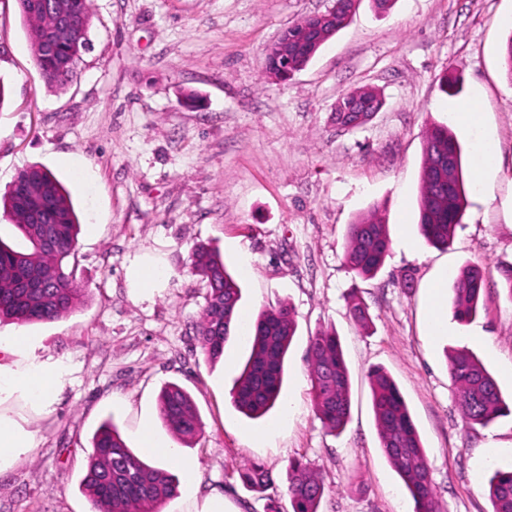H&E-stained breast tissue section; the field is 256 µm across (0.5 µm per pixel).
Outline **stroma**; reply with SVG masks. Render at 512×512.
Listing matches in <instances>:
<instances>
[{
  "instance_id": "obj_1",
  "label": "stroma",
  "mask_w": 512,
  "mask_h": 512,
  "mask_svg": "<svg viewBox=\"0 0 512 512\" xmlns=\"http://www.w3.org/2000/svg\"><path fill=\"white\" fill-rule=\"evenodd\" d=\"M332 0H90L89 48L63 87L41 78L14 0H0V194L20 170L39 166L68 189L80 229L75 274L85 297L70 314L20 325L38 359L65 366L52 414L28 413L36 444L0 470V512H90L81 490L92 441L114 424L139 449L151 423L165 444L157 396L174 382L203 425L185 448L198 464L164 512H197L221 495L229 512L288 506V467L318 472L320 512H405L412 500L379 447L369 374L393 377L420 434L438 512H493L487 482L512 464V414L468 425L448 378L451 355L473 353L512 402V298L498 265L512 263V79L502 58L512 0H395L379 11L358 0L350 23L285 81L266 76L268 46ZM458 78L444 90L442 77ZM373 87L382 108L354 129L337 126L338 98ZM469 104L480 123L451 122ZM450 128L463 149L468 205L449 249L418 227L423 132ZM497 141L496 169L476 189V141ZM377 213L390 250L372 279L344 263L347 226ZM217 246L241 288L240 307L259 315L290 304L297 334L281 398L265 416L237 411L232 388L250 353L236 332L210 361L194 327L207 287L190 266L197 244ZM154 260L163 279L134 298L126 271ZM480 266L491 283L475 319H449L427 336L433 279L454 289ZM370 323L349 316L352 298ZM336 331L351 380V416L328 432L312 398L308 345ZM262 462L273 483L246 491L239 469Z\"/></svg>"
}]
</instances>
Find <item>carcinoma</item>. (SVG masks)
I'll return each mask as SVG.
<instances>
[{"label":"carcinoma","mask_w":512,"mask_h":512,"mask_svg":"<svg viewBox=\"0 0 512 512\" xmlns=\"http://www.w3.org/2000/svg\"><path fill=\"white\" fill-rule=\"evenodd\" d=\"M77 12L76 33L61 42L55 55H42L43 40L56 18L40 10L37 0H15L27 23L33 56L45 83L66 85L87 49L91 23L89 0H59ZM355 0H334L331 20L318 15L302 18L288 28V70L306 66L320 47L348 23ZM380 105L371 89L345 93L336 103V120L346 117L365 122ZM27 190L11 187L0 197V209L9 217L25 242L17 250L0 241V321L18 324L54 321L72 312L85 289L68 269L75 256L78 220L65 187L39 167L19 173ZM418 226L432 246L448 248L455 228L462 222L466 186L462 152L448 127L432 125L424 133V161L420 174ZM346 266L357 277L375 276L390 248L385 225L362 217L348 225ZM191 268L206 282L208 292L202 315L195 326L196 340L211 361L224 355L238 318L240 288L229 273L218 248L199 245L192 253ZM488 281L478 267L464 268L454 289L452 307L460 322L479 311ZM297 325L287 305L258 315L249 336L251 351L233 390L235 406L243 413L261 416L277 403L282 389L285 359ZM310 375L316 414L325 428L341 430L350 417V378L339 336L323 331L310 339ZM448 375L458 394L467 423L487 426L508 413L495 379L470 352H456ZM371 402L379 430L382 453L395 467L414 503V512H436L435 490L425 467V454L418 431L398 386L383 368L369 374ZM164 425L185 445L202 433L200 417L191 395L177 384L164 386L158 400ZM239 479L250 491L260 492L272 483L267 470L251 463L239 470ZM91 512H162L178 492L175 478L166 470L146 464L128 448L117 428L107 424L96 434L81 482ZM288 493L292 512H319L324 485L302 461L290 463ZM493 512H512V467L497 468L488 482Z\"/></svg>","instance_id":"obj_1"}]
</instances>
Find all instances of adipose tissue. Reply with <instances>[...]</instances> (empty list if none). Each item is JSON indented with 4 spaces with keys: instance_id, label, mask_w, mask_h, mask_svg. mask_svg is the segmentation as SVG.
<instances>
[{
    "instance_id": "ef3b65f1",
    "label": "adipose tissue",
    "mask_w": 512,
    "mask_h": 512,
    "mask_svg": "<svg viewBox=\"0 0 512 512\" xmlns=\"http://www.w3.org/2000/svg\"><path fill=\"white\" fill-rule=\"evenodd\" d=\"M34 347L33 339L23 335L0 345V352L10 357L9 362L0 363V466L35 445L34 435L16 414L6 409V402L18 395L40 413L48 414L63 391V365L35 359L31 355Z\"/></svg>"
}]
</instances>
